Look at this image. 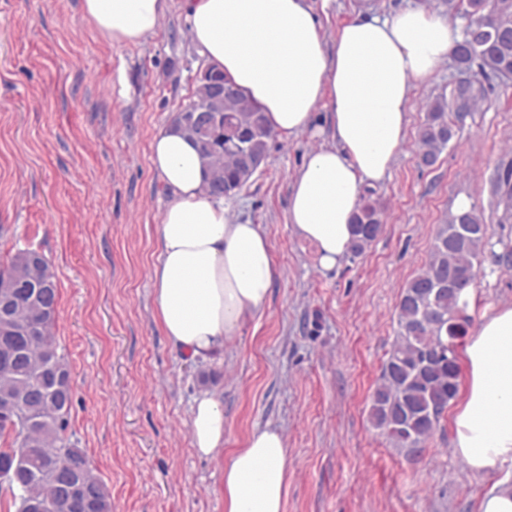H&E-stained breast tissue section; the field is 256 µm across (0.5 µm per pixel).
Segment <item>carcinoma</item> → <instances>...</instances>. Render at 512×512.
<instances>
[{
    "mask_svg": "<svg viewBox=\"0 0 512 512\" xmlns=\"http://www.w3.org/2000/svg\"><path fill=\"white\" fill-rule=\"evenodd\" d=\"M467 7L474 20L454 51L464 77L451 100L437 99L428 107L417 133L422 167L433 166L456 135L449 109L472 111L501 71L512 67V0H467ZM474 70L483 81L468 77ZM209 71L227 82L229 93L219 102L192 97L170 127L194 143L204 189L230 199L253 183L242 156L267 160L274 131L264 112L223 72ZM204 108L224 114L234 136L220 140L202 128L197 116ZM494 181L507 221L512 218V165L497 169ZM382 224L378 206L368 199L358 204L352 256L364 252ZM486 244V226L475 208L450 214L437 228L429 261L400 294L397 332L371 397L369 419L410 461L421 457L458 396L457 348L470 322L456 292H438L433 285L451 278L463 291L474 287ZM58 299L55 275L42 253L19 248L0 262V356L9 353L8 369L0 362V397L24 401L14 413L0 412V439L11 440L0 448V497L8 498L15 512H112L108 489L85 450L68 435L74 391L70 364L58 352L54 334ZM66 458L82 466L74 492L59 475Z\"/></svg>",
    "mask_w": 512,
    "mask_h": 512,
    "instance_id": "cac0c4a2",
    "label": "carcinoma"
}]
</instances>
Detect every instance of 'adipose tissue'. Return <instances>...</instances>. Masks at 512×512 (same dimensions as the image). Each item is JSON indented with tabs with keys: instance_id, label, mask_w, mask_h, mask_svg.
I'll return each mask as SVG.
<instances>
[{
	"instance_id": "adipose-tissue-1",
	"label": "adipose tissue",
	"mask_w": 512,
	"mask_h": 512,
	"mask_svg": "<svg viewBox=\"0 0 512 512\" xmlns=\"http://www.w3.org/2000/svg\"><path fill=\"white\" fill-rule=\"evenodd\" d=\"M168 10L169 0H82L94 29L117 46L146 39ZM185 12L199 54L279 135L309 130L328 100L331 143L295 175L288 222L316 247L320 265L333 268L349 250L364 189L385 180L400 151L414 83L429 79L460 43L456 24L418 8L382 18L365 5L329 49L307 0H186ZM150 159L171 192L153 271L155 311L175 346L206 359L267 299L275 276L270 245L260 225L229 220L223 201L203 191L190 140L162 130ZM459 360L455 448L475 472L512 468V305L484 315ZM191 432L198 454L223 448L224 410L215 396L196 399ZM287 478L281 433L254 431L224 458V512H283Z\"/></svg>"
}]
</instances>
